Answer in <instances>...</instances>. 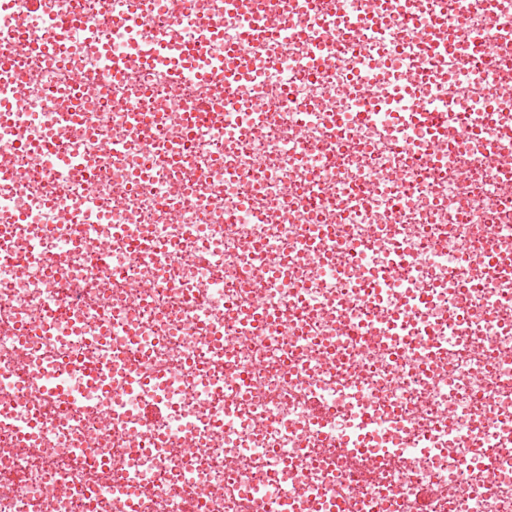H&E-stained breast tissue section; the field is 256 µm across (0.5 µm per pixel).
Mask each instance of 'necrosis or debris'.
Instances as JSON below:
<instances>
[{
    "label": "necrosis or debris",
    "mask_w": 512,
    "mask_h": 512,
    "mask_svg": "<svg viewBox=\"0 0 512 512\" xmlns=\"http://www.w3.org/2000/svg\"><path fill=\"white\" fill-rule=\"evenodd\" d=\"M329 3L175 98L143 46L222 67L223 0H0V512H512V0Z\"/></svg>",
    "instance_id": "necrosis-or-debris-1"
}]
</instances>
